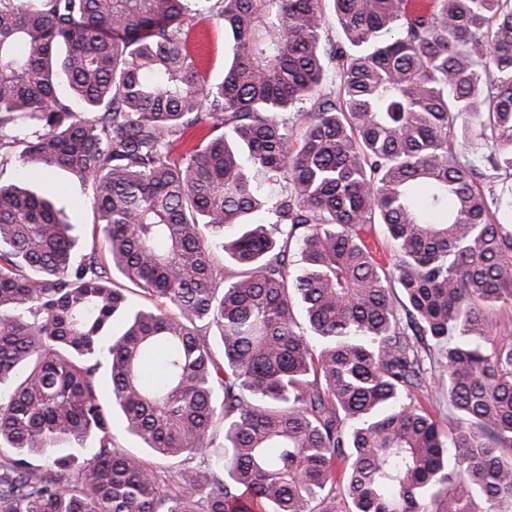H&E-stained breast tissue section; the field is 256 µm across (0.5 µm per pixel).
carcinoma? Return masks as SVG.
Segmentation results:
<instances>
[{"instance_id": "1", "label": "carcinoma", "mask_w": 512, "mask_h": 512, "mask_svg": "<svg viewBox=\"0 0 512 512\" xmlns=\"http://www.w3.org/2000/svg\"><path fill=\"white\" fill-rule=\"evenodd\" d=\"M321 2L0 0V164L81 177L104 245L0 183V512H512V0H329V49ZM192 23L195 34V51L199 54L207 77L220 82L224 77V57L227 36L222 23L213 17H198ZM437 374L433 378H429L425 386L413 392V399L415 405L422 406L427 410L437 421L441 429L448 428V406L440 394L437 382ZM113 434L116 437V442L119 447L126 448L129 451L139 455L151 463H160L161 470H171L176 467V461L159 462L152 456L148 455L143 448H139V444L131 437H129L123 430L122 421L118 416L113 417Z\"/></svg>"}]
</instances>
